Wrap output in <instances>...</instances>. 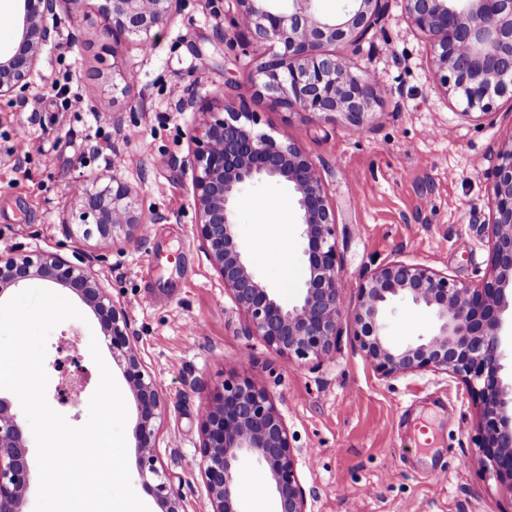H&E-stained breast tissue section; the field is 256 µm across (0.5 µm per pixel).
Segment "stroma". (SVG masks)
Masks as SVG:
<instances>
[{"mask_svg": "<svg viewBox=\"0 0 512 512\" xmlns=\"http://www.w3.org/2000/svg\"><path fill=\"white\" fill-rule=\"evenodd\" d=\"M237 9L236 0H182L179 13L155 29L150 51L123 41L106 52L90 5L61 0L58 35L25 98L0 102V252L94 256L97 278L132 318L144 367L162 390L159 456L188 512H211L200 471V409L232 374L262 380L284 416L310 512H512V489L481 464L478 409L459 379L443 372L382 377L347 330L317 370L242 336L243 316L196 238L188 159L201 116L180 111L178 100L195 93L218 112L225 100L247 96L260 130L287 132L316 163L336 210L347 306L366 272L393 260L423 263L467 284L488 272L491 205L482 164L512 135V101L498 99L490 117L463 118L401 0H384L378 30L346 51L355 75L378 79L364 125L305 114L284 122L268 100L250 95L254 63L233 27ZM116 61L127 65L129 83L113 84ZM63 85L80 96V109L56 94ZM102 99L111 108L100 114ZM20 127L31 156L18 162L9 150ZM115 175L131 191L141 242L121 234L103 241L65 223L79 208L70 195L76 181L100 185ZM243 193L237 220L249 267L292 302L305 275L292 194L286 183L266 180ZM269 202L278 210L267 211ZM80 311L81 319L54 328L45 357L47 401L74 426L86 422L100 378L90 342L104 338L94 312ZM386 325L395 342H413L432 332L434 318L399 301ZM68 343L89 374L76 406L55 398L52 364ZM100 351L128 408L132 487L149 512H160L138 475L136 400L108 346ZM259 470L249 459L236 467L241 512H272L270 488L254 483Z\"/></svg>", "mask_w": 512, "mask_h": 512, "instance_id": "obj_1", "label": "stroma"}]
</instances>
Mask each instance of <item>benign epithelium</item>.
<instances>
[{
  "label": "benign epithelium",
  "mask_w": 512,
  "mask_h": 512,
  "mask_svg": "<svg viewBox=\"0 0 512 512\" xmlns=\"http://www.w3.org/2000/svg\"><path fill=\"white\" fill-rule=\"evenodd\" d=\"M17 2L15 41L0 52V100L23 97L45 47L58 34L59 0ZM342 2L339 11L326 13L319 0H237L233 26L251 35L245 48L257 62L253 96L279 109L286 125L304 113L360 126L371 110L373 85L353 75L347 57L329 48L359 45L381 22L384 7L382 0ZM180 7L181 0H100L97 10L112 39L132 37L144 49L152 31ZM402 7L427 40L441 87L462 102V116H487L495 112L496 99L512 100V0H402ZM256 125V113L241 96L222 112L205 113L190 136L197 237L224 292L243 314V335L318 369L331 359L345 322L365 358L386 378L424 371L457 376L478 408L481 463L512 489V385L501 377L502 336L512 317V137L486 169L489 272L473 285L421 263L390 261L367 272L354 306L347 308L339 291L336 214L318 168L287 133L275 137ZM268 179L288 183L300 215L306 273L288 305L250 270L236 232L243 187ZM72 195L79 203L78 218H93L103 240L118 228L139 224L130 190L116 177L91 188L78 182ZM93 261L84 256L76 264L47 251L0 254V295L38 279L69 289L93 310L138 403L139 476L161 512H186L171 476L158 467V420L164 408L158 383L145 373L132 321L100 287ZM396 299L429 309L435 317L432 334L404 344L386 335L383 315ZM68 363L75 367L71 376L86 386L77 355L57 359L54 367L63 374ZM201 422V473L212 512H241L233 481L239 460L247 456L259 462L271 487L273 512H308L293 436L261 381L225 378L207 400ZM32 479L22 421L1 397L0 512H23Z\"/></svg>",
  "instance_id": "1"
}]
</instances>
